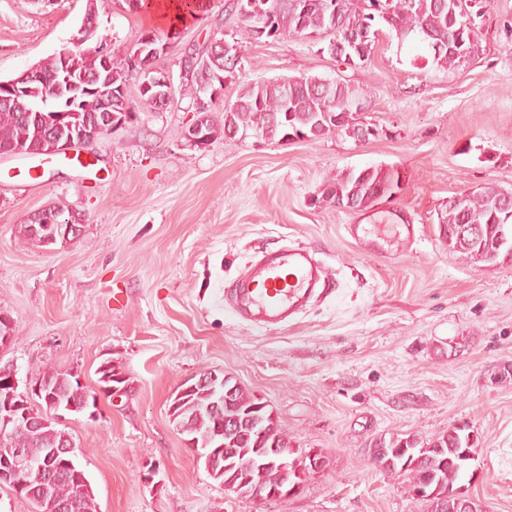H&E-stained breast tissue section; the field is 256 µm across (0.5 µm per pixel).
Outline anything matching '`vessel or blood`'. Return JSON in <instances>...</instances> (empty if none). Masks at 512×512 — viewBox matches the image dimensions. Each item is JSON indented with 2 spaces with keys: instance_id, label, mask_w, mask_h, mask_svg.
<instances>
[{
  "instance_id": "vessel-or-blood-1",
  "label": "vessel or blood",
  "mask_w": 512,
  "mask_h": 512,
  "mask_svg": "<svg viewBox=\"0 0 512 512\" xmlns=\"http://www.w3.org/2000/svg\"><path fill=\"white\" fill-rule=\"evenodd\" d=\"M323 263L306 246L262 253L224 292L240 319L262 327H282L327 291Z\"/></svg>"
}]
</instances>
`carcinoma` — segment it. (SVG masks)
Masks as SVG:
<instances>
[{"mask_svg": "<svg viewBox=\"0 0 512 512\" xmlns=\"http://www.w3.org/2000/svg\"><path fill=\"white\" fill-rule=\"evenodd\" d=\"M274 6L272 26L276 38L288 35L314 41L328 40L320 51L334 58L349 62L347 53L338 47L344 42V34L367 30H386L399 42L414 43L422 48L436 67L447 70L471 56L478 48L476 33L471 26V8L482 6L481 0H271ZM244 0H232L227 6L226 16L216 29L195 44L184 55V69L191 76V85L196 94H202L197 79V60L207 56L216 41L227 36L225 26L231 19L241 22L236 34L251 41L258 40L251 19L240 12ZM448 41V46L436 50L433 43L438 39ZM461 42L463 49L453 47ZM67 50L75 53L79 70L90 76L100 77L105 87L117 91L127 88L137 73L129 70L126 62L112 60L109 68H102L99 56L85 52V46L69 41ZM46 82L28 84L24 98L38 103L50 95L52 85L49 78L60 67L59 55L54 54L40 64ZM294 95L285 97L280 79H263L242 85L229 108L224 110L223 130L234 135L261 134L266 130L273 137L285 139L307 134L316 140L329 134L349 133L359 126L356 122L357 106L367 102L363 89L340 79H324L302 75L290 77ZM108 102L107 94L88 91L82 94L77 111L66 113L61 126L68 129L83 127L87 120L103 114ZM21 146L35 156L48 155L41 123L26 121L21 113L0 105V155H6ZM400 186L399 175L389 168L369 166L349 169L327 178L315 198V203L341 209L353 200L352 210L363 211L377 201L379 189L386 194ZM512 212V201H506L501 188L484 185L475 189L466 200L455 204L448 202L440 214L439 223L446 226L448 249L460 254L473 265L495 264L505 258L507 251L490 253L493 242L500 236L512 235V226L505 223L506 215ZM461 224L472 225L465 233L456 231ZM106 370L98 373L97 382L109 386L112 381L104 376H119L120 387L130 389V379L118 358L113 354L101 360ZM49 388L51 399L43 400L45 409L30 406L36 419H46L35 429L26 426L16 428L4 437L0 448H21L29 457L33 470L27 475L32 498L29 502L38 512H97V504L90 483L78 492L74 474L86 476L77 461V454L53 455V451L67 447L73 435L60 424L47 419L59 405L86 403L90 392L81 385L74 373L46 367L30 377ZM224 391L221 380L211 383H194V387L183 395L170 399V417L179 430L196 443L198 448L213 447V438L218 428H224V447L230 450L229 458L253 460L252 468L242 472L237 480L236 496L251 500L257 486L275 489L284 481L278 466L266 464V459L277 448L288 447L271 412L262 402L240 387H235L233 402L213 411L214 403L220 402ZM478 449L477 441L471 439L466 427H452L448 432L431 440H423L413 432L395 433L390 438H379L370 446V458L383 471L405 477L411 496L425 501L430 512H457L449 492L467 485L471 476V460L468 452ZM227 458V459H229ZM227 459L220 454L212 458L210 475L224 481V466ZM55 475L53 502L38 505L42 473ZM424 490L418 494L417 489Z\"/></svg>", "mask_w": 512, "mask_h": 512, "instance_id": "1", "label": "carcinoma"}]
</instances>
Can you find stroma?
Listing matches in <instances>:
<instances>
[{
  "mask_svg": "<svg viewBox=\"0 0 512 512\" xmlns=\"http://www.w3.org/2000/svg\"><path fill=\"white\" fill-rule=\"evenodd\" d=\"M157 61L174 76L165 109L137 107L134 124L98 139L87 168L41 167L0 156V311L18 338L0 355L19 378L51 366L97 389L103 354L117 352L127 396L100 395L95 417L66 421L98 512H428L404 478L376 468L369 443L413 432L429 440L455 426L476 435L481 512H512V262L475 267L450 252L438 214L482 185L512 191V0L474 17L478 49L442 71L381 37L368 62L347 65L311 40L241 42L224 96L278 76L340 78L368 92L360 123L377 134L306 141L227 138L204 148L186 131L198 101L184 85L185 47L203 42L230 0H206ZM86 0H0V79L59 52ZM100 34L121 60L146 11L98 0ZM383 166L401 176L392 197L363 212L313 205L324 180ZM49 205L84 217L81 236L46 251L22 244L20 224ZM399 214L414 241L375 216ZM367 225L363 240L346 227ZM302 244L335 287L287 326L235 318L224 290L266 249ZM216 371L267 403L296 457L326 469L292 498L252 507L209 476L172 422L169 399L187 378ZM156 463L161 490L145 484Z\"/></svg>",
  "mask_w": 512,
  "mask_h": 512,
  "instance_id": "obj_1",
  "label": "stroma"
}]
</instances>
